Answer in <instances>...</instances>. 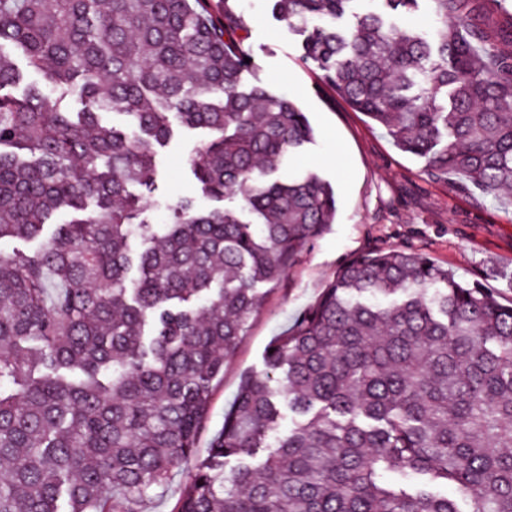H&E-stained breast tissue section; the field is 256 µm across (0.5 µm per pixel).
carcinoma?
<instances>
[{
    "mask_svg": "<svg viewBox=\"0 0 512 512\" xmlns=\"http://www.w3.org/2000/svg\"><path fill=\"white\" fill-rule=\"evenodd\" d=\"M271 2L399 150L486 194L512 187V25L491 39L480 0H430L431 34L397 21L422 0L346 25L358 0ZM247 31L232 0H0V240L46 237L0 254V512H139L195 454L256 285L333 223L330 184L275 176L312 129L246 82ZM174 119L209 132L187 159L202 194L239 192L251 219L187 199L169 224L145 215L131 188L153 184ZM270 347L173 512H459L387 487L395 468L456 486L469 512H512V305L422 254L373 252ZM283 407L301 420L271 447Z\"/></svg>",
    "mask_w": 512,
    "mask_h": 512,
    "instance_id": "obj_1",
    "label": "carcinoma"
}]
</instances>
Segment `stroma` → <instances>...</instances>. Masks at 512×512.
Returning a JSON list of instances; mask_svg holds the SVG:
<instances>
[{"mask_svg":"<svg viewBox=\"0 0 512 512\" xmlns=\"http://www.w3.org/2000/svg\"><path fill=\"white\" fill-rule=\"evenodd\" d=\"M236 5L249 22L256 75L294 102L313 130L312 142L291 153L282 172L314 171L330 182L336 218L278 283L261 285L265 299L248 317L223 377L213 383L195 459L182 462L168 485L143 503L142 512H172L196 458L207 454L221 428L243 375L264 372L272 339L292 326L351 257L393 249L417 252L447 266L458 279L479 283L502 303L512 302V209L456 174L433 176L425 159L397 149L383 127L354 111L302 63V35L273 14L269 0H236ZM207 138L205 130L180 127L158 147L152 187L135 189L152 222L168 223L169 205L184 198L200 212L239 205L236 196L221 202L204 197L186 163Z\"/></svg>","mask_w":512,"mask_h":512,"instance_id":"1","label":"stroma"}]
</instances>
